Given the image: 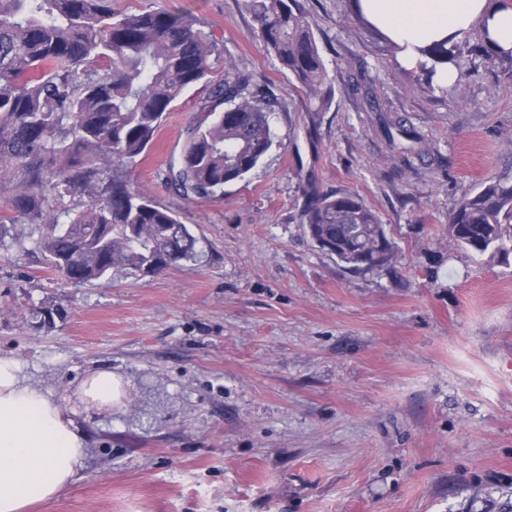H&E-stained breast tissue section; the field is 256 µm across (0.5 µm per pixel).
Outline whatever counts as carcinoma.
<instances>
[{"instance_id":"obj_1","label":"carcinoma","mask_w":512,"mask_h":512,"mask_svg":"<svg viewBox=\"0 0 512 512\" xmlns=\"http://www.w3.org/2000/svg\"><path fill=\"white\" fill-rule=\"evenodd\" d=\"M258 36L309 98L308 118L330 109L334 88L313 26L297 0H243ZM218 43L190 13H115L109 0H0V243L31 251L68 284L120 268L152 276L199 256L198 239L177 214L131 178L170 112L193 87L211 85L202 118L187 131L164 182L181 198L224 194L245 180L276 144L280 102L232 59L212 85L208 59ZM469 55L512 68V51L495 53L484 30ZM416 88L433 93L436 65L460 68V47L420 49ZM349 90L383 111L375 81L360 72ZM381 131L402 162L429 149L405 119L387 116ZM69 198L54 212L49 200ZM28 224L32 233L15 231ZM311 241L356 273L395 275L396 249L380 216L357 193L317 188L299 211ZM449 246L491 261L512 255V172L458 199L448 214Z\"/></svg>"}]
</instances>
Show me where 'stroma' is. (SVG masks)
Masks as SVG:
<instances>
[{
  "instance_id": "obj_1",
  "label": "stroma",
  "mask_w": 512,
  "mask_h": 512,
  "mask_svg": "<svg viewBox=\"0 0 512 512\" xmlns=\"http://www.w3.org/2000/svg\"><path fill=\"white\" fill-rule=\"evenodd\" d=\"M335 90L316 135L308 100L242 0H112L188 12L269 85L278 144L223 195L186 201L177 161L206 90H189L131 178L177 212L200 257L74 288L0 247V354L55 394L87 440L82 479L29 512H499L512 501V268L448 246V214L512 169V73L463 57L446 90L415 87L353 0H300ZM365 72L391 115L425 135L391 161L348 91ZM359 194L397 245V277L356 274L299 222L310 187ZM62 320L37 328L35 313ZM108 368L123 406L86 410L81 376Z\"/></svg>"
}]
</instances>
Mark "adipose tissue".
Returning a JSON list of instances; mask_svg holds the SVG:
<instances>
[{"instance_id":"ef3b65f1","label":"adipose tissue","mask_w":512,"mask_h":512,"mask_svg":"<svg viewBox=\"0 0 512 512\" xmlns=\"http://www.w3.org/2000/svg\"><path fill=\"white\" fill-rule=\"evenodd\" d=\"M374 28L399 46L400 65L416 69L419 47L457 42L473 29L487 30L496 51L512 50V6L494 0H358ZM86 409L123 404L125 381L108 369L85 375L74 391ZM85 435L48 392L29 383L17 360L0 356V512H25L51 501L86 467Z\"/></svg>"}]
</instances>
